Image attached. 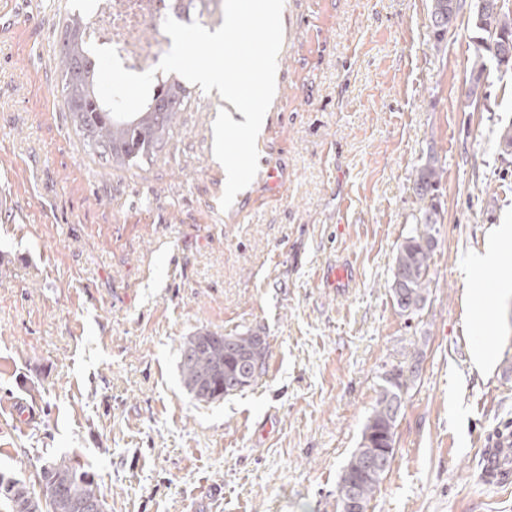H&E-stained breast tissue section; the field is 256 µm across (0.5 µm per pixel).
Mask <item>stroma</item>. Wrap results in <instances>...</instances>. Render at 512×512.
<instances>
[{
	"mask_svg": "<svg viewBox=\"0 0 512 512\" xmlns=\"http://www.w3.org/2000/svg\"><path fill=\"white\" fill-rule=\"evenodd\" d=\"M474 0L436 40L431 0H284L259 169L229 209L213 155L226 103L190 100L153 162L115 167L76 135L57 56L89 0H38L50 28L0 33V474L38 487L66 455L105 512H340L337 486L386 372L412 366L395 458L367 512H512L482 450L512 429V241L484 280L460 267L512 224V70L467 96ZM443 169L430 292L401 312L416 172ZM348 269L331 283L330 269ZM200 329L265 337L244 391L198 403L179 375ZM495 345L476 370L474 348Z\"/></svg>",
	"mask_w": 512,
	"mask_h": 512,
	"instance_id": "stroma-1",
	"label": "stroma"
}]
</instances>
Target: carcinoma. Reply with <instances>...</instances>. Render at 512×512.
<instances>
[{"label":"carcinoma","mask_w":512,"mask_h":512,"mask_svg":"<svg viewBox=\"0 0 512 512\" xmlns=\"http://www.w3.org/2000/svg\"><path fill=\"white\" fill-rule=\"evenodd\" d=\"M211 0H171L172 13L179 19L191 20L203 15ZM459 0H432L431 24L437 41L448 32V18L456 17ZM475 26L483 32L481 41L489 42L497 33L508 35L500 43L499 55L483 47L474 50L471 59L476 78L487 71V62L512 67V13L506 12L500 0H476ZM62 97L78 135L89 151L105 162L139 166L154 157L155 151L176 127L180 111L190 95L186 87L170 76L161 80L162 89L148 100L134 117L116 119L100 100L94 88L95 61L85 43V22L77 14L66 27L60 50ZM442 177L441 166L433 158L417 172L415 194L418 198L420 225L400 245L394 265L392 292L402 311L421 308L426 300L431 279L430 261L436 245L438 206L435 192ZM266 340L247 331L235 335H218L208 330L187 337L180 346L179 372L183 388L198 403H213L240 392L238 384L247 378L248 361L265 363ZM412 368L400 366L384 378L372 412L357 448L340 476L339 501L357 499L367 507L394 459L395 428L402 406V394L408 389ZM19 480L0 475V497L8 512H30L24 502L13 499ZM40 490L52 492L46 502L47 512H80L79 505L103 503L94 480L88 473L63 455L41 471Z\"/></svg>","instance_id":"cac0c4a2"}]
</instances>
